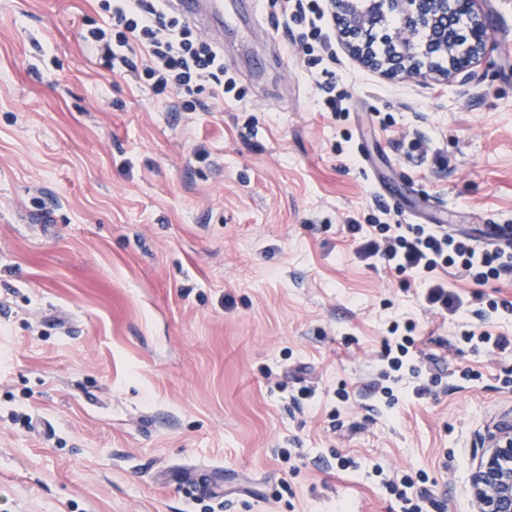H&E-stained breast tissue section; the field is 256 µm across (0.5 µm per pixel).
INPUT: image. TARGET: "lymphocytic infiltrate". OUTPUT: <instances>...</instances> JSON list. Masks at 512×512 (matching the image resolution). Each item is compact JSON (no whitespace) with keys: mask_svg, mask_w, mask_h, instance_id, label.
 <instances>
[{"mask_svg":"<svg viewBox=\"0 0 512 512\" xmlns=\"http://www.w3.org/2000/svg\"><path fill=\"white\" fill-rule=\"evenodd\" d=\"M111 29L90 31L85 40L112 74L145 82L161 100L177 95L183 111L196 110L201 94L218 100L236 92L224 66V51L201 40L167 0H108ZM347 232L360 258H379L391 271L409 274L423 286L427 310L456 311L463 301L448 289L441 274L457 268L476 282L512 275V242L478 247L463 235L437 224H350Z\"/></svg>","mask_w":512,"mask_h":512,"instance_id":"1","label":"lymphocytic infiltrate"}]
</instances>
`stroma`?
Instances as JSON below:
<instances>
[{
	"label": "stroma",
	"instance_id": "35a3bbf8",
	"mask_svg": "<svg viewBox=\"0 0 512 512\" xmlns=\"http://www.w3.org/2000/svg\"><path fill=\"white\" fill-rule=\"evenodd\" d=\"M477 9L495 49L464 89L383 78L326 19L304 55L309 25L257 0L264 30L224 29L241 98L175 112L83 41L99 0H0V512H400L405 477L427 512H475L512 350L459 336L496 301L512 338V278L449 269L465 311L426 312L343 227L512 226V0ZM410 322L420 375L390 407ZM415 346V339L413 336H391L385 341L383 360L387 362L390 372L387 378L393 375V382H399L402 379V371L406 368L411 374H416L414 365H408L407 357L410 353V348Z\"/></svg>",
	"mask_w": 512,
	"mask_h": 512
}]
</instances>
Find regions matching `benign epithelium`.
<instances>
[{"instance_id":"obj_1","label":"benign epithelium","mask_w":512,"mask_h":512,"mask_svg":"<svg viewBox=\"0 0 512 512\" xmlns=\"http://www.w3.org/2000/svg\"><path fill=\"white\" fill-rule=\"evenodd\" d=\"M476 0H331L336 20L350 49L388 77L404 75L429 83L440 79L460 87L475 83V67L493 50L486 17ZM402 12L401 26L388 37L403 47L389 46L384 55L367 37L382 24L385 10ZM462 14L466 33L448 38V19ZM485 452L474 466L471 491L476 512H512V418L487 428Z\"/></svg>"}]
</instances>
